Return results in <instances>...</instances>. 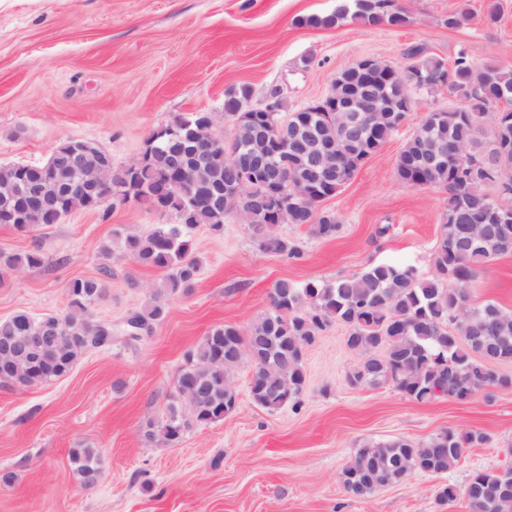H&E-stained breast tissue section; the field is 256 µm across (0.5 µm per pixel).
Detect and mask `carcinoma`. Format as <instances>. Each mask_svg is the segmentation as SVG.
Listing matches in <instances>:
<instances>
[{
	"instance_id": "obj_1",
	"label": "carcinoma",
	"mask_w": 512,
	"mask_h": 512,
	"mask_svg": "<svg viewBox=\"0 0 512 512\" xmlns=\"http://www.w3.org/2000/svg\"><path fill=\"white\" fill-rule=\"evenodd\" d=\"M348 19L391 28L409 22L408 14L394 0H339L331 13L303 17L299 24L331 28ZM406 57L411 68L425 77L420 90L438 91L447 79L476 108L474 112L428 113L405 142L396 162V176L407 185L448 187L435 276L423 280L411 267L376 263L358 275L331 282L299 285L288 279L276 281L270 298L277 310H269L245 330L233 324L215 326L187 354L165 420L149 424V441L173 445L189 428L222 420L236 410L239 393L232 374L242 364L235 355L241 345L249 351L246 360L253 367L249 382L252 401L269 410L298 402L305 384V350L333 324L347 329L346 346L357 357L347 376L352 386L391 384L419 403L442 397L467 401L479 393L489 398L495 389L512 387V377L496 369L500 362L512 361V313L493 302L469 305V288L479 271L495 258L512 254V218H487L492 205L512 210V204L485 190L494 182L512 188V66H477L461 51L448 68L440 59L422 56L417 47L409 49ZM368 79L391 107L385 112L362 113L356 136L345 129L339 114L301 109L275 113L261 134L253 113L239 111L251 98L250 87L242 85L224 95V115L233 119V129L224 144L215 146L211 158L198 160L189 152L196 131L211 118L209 112H195L169 123L176 130L174 136L153 131L145 140L141 166L127 171L112 169V199L170 209L179 219L177 224L161 226L147 235L125 238V249L137 265L164 272L153 303L134 313L128 324L144 329L162 321L167 308L161 298L193 286L199 265L192 256L188 234L201 224L220 233L226 215L242 213L261 249L296 259L302 256L301 250L278 232L280 207H285L284 223L306 225L312 235L324 239L336 235L337 216L320 208L321 199L335 196L408 116L399 111L394 84L380 75L370 79L358 66L337 76L332 93L354 94ZM492 107L498 109L494 130L482 142L478 139L482 119ZM301 121L315 138L334 146L327 165L316 167L307 157L286 151L270 153L274 140L287 136ZM177 155L182 156L190 180L230 190L237 185L239 156H266L270 165L287 173L288 193L281 192L268 203L257 205L251 196L264 193L257 182L251 192L240 189L238 199L224 208L189 210L178 195L159 194L163 183L178 178ZM103 159L104 153L92 147L83 153L82 171L98 172ZM39 179L38 165L0 167V224L26 232L34 222L55 224L70 210L88 206L85 200L71 197L50 210H31L18 217L16 199L9 190L18 183L28 185ZM42 263L37 250L0 253L1 268ZM110 275V269L104 267L98 277L71 280L66 287L68 311L62 316L34 317L18 312L0 320V337H47L35 359H16L26 385L66 375L79 355L104 345L105 337L112 335V323L95 318L90 311V304L103 296L104 279ZM485 441L486 435L480 431L443 429L421 442L397 439L366 446L343 468L342 484L347 493L357 497L361 495L357 481L372 494L416 471L443 474L460 461L464 449ZM70 459L81 485L100 477L96 449L73 448ZM459 496L470 505L482 504V512H512V465L475 471L463 486L446 485L439 493L443 501Z\"/></svg>"
}]
</instances>
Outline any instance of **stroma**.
<instances>
[{"label":"stroma","mask_w":512,"mask_h":512,"mask_svg":"<svg viewBox=\"0 0 512 512\" xmlns=\"http://www.w3.org/2000/svg\"><path fill=\"white\" fill-rule=\"evenodd\" d=\"M501 3L495 23L483 18L486 0H396L406 26L348 20L321 29L298 20L332 12L337 0H0V163L41 164L61 142L82 139L124 167L178 116L209 112L231 132L230 89L250 86L255 105L279 91L289 112L326 96L336 75L364 58L404 68L412 46L448 64L463 50L473 63L510 66L512 0ZM463 4L471 20L447 27ZM459 105L444 89L416 94L404 126L325 201L340 222L335 237L281 225L301 259L262 251L235 215L219 234L192 229L193 288L166 297V318L135 339L125 321L151 302L163 275L136 265L123 241L177 223L175 212L132 200L23 233L0 224V252L36 248L43 256L40 266L0 275V320L65 314L67 283L106 266L111 276L91 309L113 326L111 344L81 354L65 376L0 387V477L12 476L0 480V512H470L465 499L443 503L438 491L512 463V388L466 403H418L390 386H351L356 356L336 325L305 352L297 404H254L246 362L233 375L232 414L191 428L173 446L143 436L147 421L164 420L188 352L212 327L244 328L269 311L275 281H333L372 263L435 275L448 191L406 185L395 165L428 113ZM469 299L512 312V254L479 272ZM445 428L479 430L487 440L446 473L415 472L365 497L345 491L340 473L359 448L418 442ZM80 447L99 453L102 476L91 489L69 460Z\"/></svg>","instance_id":"35a3bbf8"}]
</instances>
